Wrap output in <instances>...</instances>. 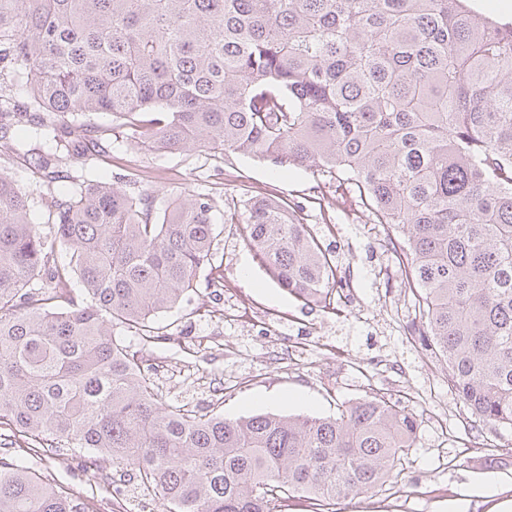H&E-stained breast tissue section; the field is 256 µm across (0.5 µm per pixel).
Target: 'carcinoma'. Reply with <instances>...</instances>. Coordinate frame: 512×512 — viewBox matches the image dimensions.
<instances>
[{
    "instance_id": "obj_1",
    "label": "carcinoma",
    "mask_w": 512,
    "mask_h": 512,
    "mask_svg": "<svg viewBox=\"0 0 512 512\" xmlns=\"http://www.w3.org/2000/svg\"><path fill=\"white\" fill-rule=\"evenodd\" d=\"M468 0H0V112L29 98L27 141L86 162L112 128L155 151L317 167L403 231L419 344L484 425H512V27ZM242 231L306 304L337 292L310 225L246 194ZM217 200L107 181L49 192L45 223L0 169V430L21 448H88L130 468L168 512H312L383 484L416 416L374 394L336 416L228 419L162 400L141 358L155 317L213 260ZM79 281L85 295H74ZM0 512H94L71 487L0 457Z\"/></svg>"
}]
</instances>
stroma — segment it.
Listing matches in <instances>:
<instances>
[{
  "instance_id": "35a3bbf8",
  "label": "stroma",
  "mask_w": 512,
  "mask_h": 512,
  "mask_svg": "<svg viewBox=\"0 0 512 512\" xmlns=\"http://www.w3.org/2000/svg\"><path fill=\"white\" fill-rule=\"evenodd\" d=\"M35 158L0 155V167L30 193L31 213L43 236L48 192L34 172ZM72 177L122 179L130 194L157 192V207L184 193L219 202L217 245L210 266L196 277L187 300L157 318L164 341L145 353L143 368L167 401L194 408L219 404L225 417L255 413L336 415L345 403L379 394L401 401L418 419L413 448L374 491L338 501L336 512H512V426L482 425L449 386L444 363L411 341L417 319L405 272L384 235L369 233L376 219L347 195L326 210L336 181L313 169L282 174L269 161L207 152L155 153L127 128H113L105 154L68 168ZM273 191L314 225L335 252L355 296L327 308L297 301L258 263L238 225L224 215L240 211L241 189ZM255 324L240 322V300ZM88 449L19 452L22 465L45 479L93 496L96 512H167L163 500L127 483L92 489L83 482L93 464Z\"/></svg>"
}]
</instances>
